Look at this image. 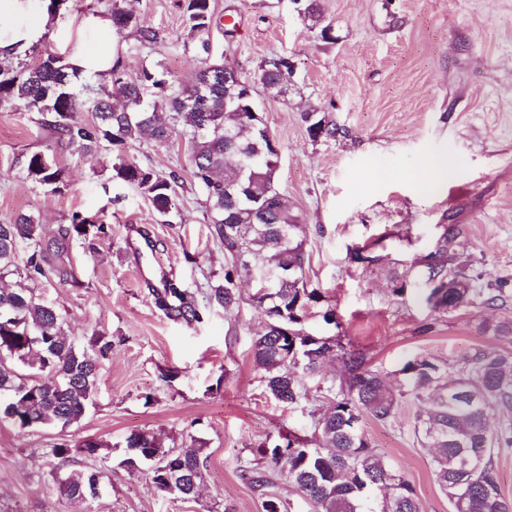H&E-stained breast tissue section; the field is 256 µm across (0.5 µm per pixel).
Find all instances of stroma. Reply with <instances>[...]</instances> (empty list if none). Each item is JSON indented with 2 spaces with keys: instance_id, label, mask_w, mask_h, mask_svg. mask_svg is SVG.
I'll return each mask as SVG.
<instances>
[{
  "instance_id": "stroma-1",
  "label": "stroma",
  "mask_w": 512,
  "mask_h": 512,
  "mask_svg": "<svg viewBox=\"0 0 512 512\" xmlns=\"http://www.w3.org/2000/svg\"><path fill=\"white\" fill-rule=\"evenodd\" d=\"M141 27L158 31L144 44L121 30L113 55L123 63L162 65L173 87L202 68L174 0H125ZM110 0H66L57 23L22 61L70 55L74 23L109 16ZM214 54L255 83V99L279 147L275 187L303 228L309 287L323 299L305 321L308 332L338 336L390 383L416 356L455 374L464 357L488 342L481 321L512 319V0H318L314 16L293 0H211ZM233 36H225L226 26ZM282 55L294 64L287 97L258 86L261 63ZM318 112L337 137H312L304 117ZM184 122L164 142L142 139L126 159L179 178L169 219L137 188L112 176V151L84 155L52 138L38 115L0 106V222L26 213L49 228L73 212L99 214L103 234L71 240L60 265L67 280L33 283L57 308L69 337L89 348L112 342L96 395L68 428L0 426V512H265L268 496L289 512H312L286 476L259 452L267 438L293 431L314 438V416L330 399L286 406L268 397L252 354L264 315L249 303L206 308L203 323L169 320L153 291L175 277L205 298L224 280V250L210 232L203 189L194 181ZM55 154L66 187L53 193L21 175L27 154ZM452 172L438 190H422L431 159ZM448 235L478 294L470 309L438 312L427 301L422 260ZM373 263L355 260V252ZM403 295H395L396 286ZM504 289L505 300L484 299ZM334 308L336 320L322 313ZM423 406L404 398L384 423L364 418L373 448L410 481L423 512H452L438 486L430 452L414 434ZM155 434L161 445H198L206 456L199 496L159 491L146 461L129 464L126 437ZM91 437L101 441L108 478L95 500L60 495L46 465L48 451ZM265 471L254 487L250 469Z\"/></svg>"
}]
</instances>
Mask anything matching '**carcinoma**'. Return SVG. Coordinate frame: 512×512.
<instances>
[{
  "label": "carcinoma",
  "mask_w": 512,
  "mask_h": 512,
  "mask_svg": "<svg viewBox=\"0 0 512 512\" xmlns=\"http://www.w3.org/2000/svg\"><path fill=\"white\" fill-rule=\"evenodd\" d=\"M189 36L199 40V52H209L214 26L210 0H176ZM110 18L116 30L138 26L123 6L112 0ZM70 64L48 53L35 66L0 63V105L44 117L55 138L85 154L107 143L117 151L113 177L134 185L162 216L170 213L178 187L174 174L129 161L123 149L143 137L163 142L172 134L170 119L184 113L191 151L192 176L206 192L210 224L224 249V282L209 289L206 304L228 311L239 306L235 282L250 276L267 285L252 294V305L266 317L264 330L253 340L255 364L263 371L264 391L275 401L298 405L307 398L303 378L328 360L343 364L340 386L326 388L333 406L316 422L320 444L292 431L281 433L261 453L286 474L288 481L313 506V512H422L413 485L394 473L372 448L361 427L362 418L386 421L411 396L427 404L417 416L415 432L430 449L433 473L454 512H512L496 477V459L512 448V422L490 428V417L512 410V352L482 346L464 359L452 378L433 359L416 357L399 370L403 384L395 387L378 371L365 367L364 357L348 350L337 337L314 336L303 328L309 308L322 300L307 287L301 226L274 186L276 168L269 162V140L253 113L240 106L239 90L224 84V62L198 70L175 89L158 67L136 69L122 63L112 68L110 87L91 98L69 78ZM81 112L92 121L78 119ZM312 137L334 138L339 128L306 114ZM25 178L51 192L66 186V172L54 155L42 151L25 157ZM247 186L245 200L232 203L225 188ZM105 232L96 214L75 212L70 224L56 232L34 217L15 216L0 223V278L25 276L49 280L59 273L51 256L62 255L73 238H87L91 229ZM30 250L24 268L21 251ZM428 302L436 311L475 305L477 290L455 265L443 235L424 257ZM155 305L170 320L203 321L195 294L171 278L155 291ZM482 329L497 340L512 339V320ZM94 353L77 347L55 308L31 289L0 288V425L20 429L67 428L81 421L93 400L102 363L112 342L97 339ZM53 375L44 382L41 377ZM102 444L92 438L51 448L55 459L76 455L94 459ZM131 455L152 462L151 480L160 491L194 499L203 480L205 458L200 448H164L148 431L126 438ZM60 493L73 500L92 499L91 490L104 482L103 467L61 473L53 469Z\"/></svg>",
  "instance_id": "obj_1"
}]
</instances>
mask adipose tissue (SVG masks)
Here are the masks:
<instances>
[{
  "label": "adipose tissue",
  "mask_w": 512,
  "mask_h": 512,
  "mask_svg": "<svg viewBox=\"0 0 512 512\" xmlns=\"http://www.w3.org/2000/svg\"><path fill=\"white\" fill-rule=\"evenodd\" d=\"M50 0H0V60L24 55L52 25ZM80 36L70 63L81 74L108 78L114 64L112 43L117 35L112 21L87 15L77 25Z\"/></svg>",
  "instance_id": "ef3b65f1"
}]
</instances>
